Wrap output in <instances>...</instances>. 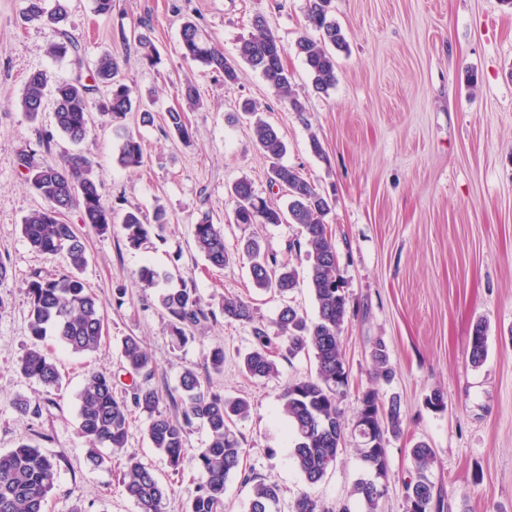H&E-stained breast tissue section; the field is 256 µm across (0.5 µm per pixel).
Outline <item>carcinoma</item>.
Wrapping results in <instances>:
<instances>
[{
	"label": "carcinoma",
	"instance_id": "cac0c4a2",
	"mask_svg": "<svg viewBox=\"0 0 512 512\" xmlns=\"http://www.w3.org/2000/svg\"><path fill=\"white\" fill-rule=\"evenodd\" d=\"M45 0H27L24 19L28 23L46 22L57 25L66 19L63 0H57L54 10L47 11ZM332 0H307L309 24L320 33L319 39L299 37L294 49L303 58L312 76L313 87L325 92L336 83L335 50L346 47L341 28L330 17ZM251 26L254 34L238 47V58L224 55L199 30L187 21L180 30L181 58L223 76L224 82L238 80L240 64L259 72L277 98L290 109L301 113L303 103L292 89V77L283 63L286 49L271 30L265 16L257 14ZM141 59L150 66L160 61V53L145 33L133 34ZM48 53L59 59L71 58L80 69L83 58L78 40L68 31L49 46ZM51 82L48 72L31 73L24 86L18 106L34 120L43 110L45 91ZM108 88L107 97L98 101V85ZM99 111L112 121L124 119L127 113L140 112L144 124L155 123L140 91L124 82L119 61L103 55L98 60L92 82L81 78L58 82L54 86L53 120L56 130L74 144L83 143L90 134L91 112ZM164 131L182 142L189 140L186 115L170 109L164 118ZM256 145L269 161L268 181L288 196L281 208L255 193L246 178L234 182L229 193L234 202L233 222L236 224H297L301 240L297 248L305 251L308 269L307 283L317 306V315L310 319L297 308L284 306L270 325L256 321L253 307L239 298H226L221 305L224 320L251 326L254 343L243 358L247 376L265 379L276 373L273 360L277 347L288 355L311 354L317 363L313 377L297 380L285 387L279 396L281 414L288 421L291 434V457L307 485L319 483L336 468L345 440V428L339 409V396L350 385V371L342 353V332L348 317L347 299L336 287L340 280L339 260L331 228L325 222L330 212L327 199L298 169L281 163L286 151L283 138L273 125L259 120L253 126ZM122 167L137 168L145 163L141 142L130 133L122 134L117 156ZM17 164L25 171L32 193L43 205L30 211L21 224V233L36 251L61 258V266L38 270L27 283L30 310V336L41 341L56 337L74 353L98 350L104 329V307L100 299L85 287L79 273L87 264L84 238L63 220L71 210L79 213L80 223L97 233L114 229L112 207L106 205L100 192L101 182L93 156L78 150L50 163L36 151L19 154ZM168 223L166 212L158 208L152 216L138 209L127 211L120 230L127 245L138 249ZM196 246L212 267L224 269L239 261H247L251 283L262 291L280 294L297 287L300 273L287 256H280L255 239H247L242 248L231 252L224 244L222 225L214 223L208 211L198 213L194 224ZM161 303L171 317L175 340H189L186 330L209 319L195 291L191 288L168 290ZM469 359L481 365L488 355V335L484 324L478 323L468 343ZM122 356L131 373L143 377V383L132 387L129 398L118 399L113 394L112 377L91 372L77 394L79 430L89 445L87 462L93 469L107 468L112 456L102 452L124 450L132 414L136 410L148 413L146 433L151 444L162 453L172 471L178 473L189 462L205 480L191 499L187 512H224V492L227 480L235 476L244 486H251L248 512H279V490L257 479L243 464V448L234 430L235 419L250 413V403L243 397L226 398L202 385L192 368L184 369L180 377V392L171 401L179 409L181 419L174 420L160 409V396L148 382L155 372V362L135 337L122 342ZM371 357L374 377L387 383L394 378L385 343L373 342ZM21 373L46 393L44 397H21L16 403L19 412L39 415L54 405L48 396L59 387L61 374L51 357L35 345L19 359ZM354 437L358 438L356 453L365 474L352 489L362 505L361 512H378L389 479L387 442L402 433L404 414L396 396L383 400L373 389L359 398ZM208 431V444L192 456H187V434L194 424ZM413 473L405 482L404 512L409 504L419 512H442L444 504L435 496L431 480L437 457L433 448L420 441L409 448ZM58 471L55 457L29 444L0 453V512H44L49 493L53 490ZM123 491L136 505L138 512H162L168 487L154 471L135 456H127L122 471Z\"/></svg>",
	"mask_w": 512,
	"mask_h": 512
}]
</instances>
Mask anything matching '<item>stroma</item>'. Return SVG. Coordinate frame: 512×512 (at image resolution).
Segmentation results:
<instances>
[{"instance_id":"35a3bbf8","label":"stroma","mask_w":512,"mask_h":512,"mask_svg":"<svg viewBox=\"0 0 512 512\" xmlns=\"http://www.w3.org/2000/svg\"><path fill=\"white\" fill-rule=\"evenodd\" d=\"M68 5L67 28L80 41L84 73L109 53L123 59L128 83L155 90V113L181 107L177 88L186 82L197 88L203 105L186 114V143L166 137L161 126L140 125L129 113L124 126L139 137L146 161L137 169L116 163L119 139L108 118L94 115L80 147L98 164L104 202L119 214L161 207L170 222L161 236L133 250L119 231L97 234L80 224L77 212L67 213V222L86 239L88 263L80 277L104 306L105 337L98 351L85 354L54 337L43 339L62 385L41 416L18 412V398L42 392L18 368L33 343L27 283L34 271L57 261L34 251L21 234L24 217L41 201L16 159L47 136L52 161L78 146L56 133L51 111L32 121L14 102L31 72L44 70L63 81L77 71L48 54L59 38L53 25L23 22L25 0H0V260L10 270V301L0 309V452L30 442L56 457L46 512H70L78 503L87 512H137L118 470L90 469L78 424L77 393L87 372L111 376L117 397L128 395L132 378L120 353L127 336L138 337L152 355L150 384L163 394L175 392L191 367L213 392L250 401L249 417L235 430L247 468L277 486L280 512H291L305 492L326 512H340L352 499L363 473L355 440L347 441L335 470L313 486L288 456L278 396L288 383L315 374L314 358L280 356L276 376L250 378L241 370L253 344L250 326L211 319L180 345L160 304L162 289L187 286L209 311L227 297L247 299L266 324L287 300L308 317L316 315L307 286L286 297L257 291L247 264L213 268L194 241L192 226L207 210L223 225L229 250L254 237L288 254L299 272L307 270L304 254L288 249L300 236L298 225L228 221L234 203L227 188L236 179H249L269 203L285 202L270 189L268 162L254 144L249 118L238 111L246 99L278 128L287 146L284 164L301 169L330 205L326 221L349 302L342 352L350 387L340 399L346 426H353L358 398L369 388L401 399L404 433L387 446L388 491L380 512H403L408 450L418 441L436 452L431 478L444 512H512V6L506 0H333L331 16L347 47L336 54L335 85L320 92L294 50L296 39L311 31L306 0H115L108 16L96 13L94 0ZM257 13L286 47L284 64L305 113L280 102L249 67L228 84L181 59L184 20L195 21L233 57L251 35ZM120 23L144 29L160 64H143L135 45L121 42L115 33ZM146 264L165 273L159 287L140 282L137 272ZM480 319L488 325L489 349L475 367L468 342ZM379 338L396 371L389 384L371 378V346ZM216 347L224 350L219 374L207 363ZM435 389L444 394L439 411L425 403ZM148 421L147 413L134 414L126 451L168 485L164 512H186L204 477L190 466L174 473L151 448Z\"/></svg>"}]
</instances>
